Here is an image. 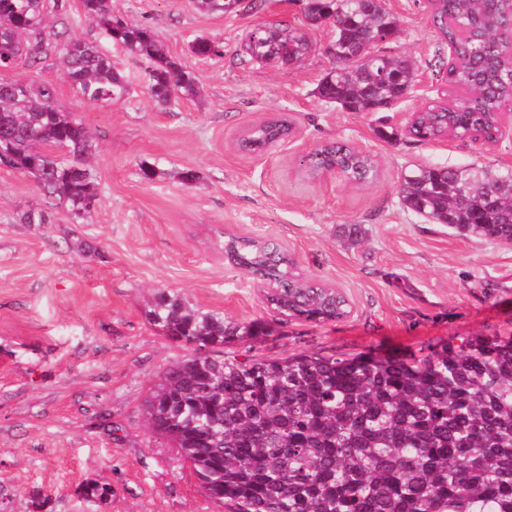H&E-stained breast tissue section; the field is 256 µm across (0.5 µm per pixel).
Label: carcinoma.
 I'll return each mask as SVG.
<instances>
[{"label": "carcinoma", "instance_id": "obj_1", "mask_svg": "<svg viewBox=\"0 0 512 512\" xmlns=\"http://www.w3.org/2000/svg\"><path fill=\"white\" fill-rule=\"evenodd\" d=\"M84 15L104 36L150 62L148 89L160 105L198 88L194 76L168 55L148 26L112 15V0H82ZM332 18L336 67L318 95L348 112L391 107L413 91L416 73L405 58L352 60L350 46L398 32L391 11L361 0H318ZM430 18L448 48L450 95L473 100L460 114L437 101L414 116L409 137L491 138L497 116L512 101V66L496 47L512 29V6L502 0H428ZM252 61L288 48L301 59L308 37L283 23L247 38ZM222 43L194 42L198 57L221 54ZM50 51L46 0H0V65L39 63ZM65 73L86 100L116 104L127 83L97 45L75 39L62 47ZM53 86L31 82L26 95L0 86V163L33 177L49 201L75 221L99 203L97 176L87 165L93 138L69 111L53 104ZM288 134L284 120L245 133L250 152ZM339 164L369 183L377 164L339 144H326L308 171ZM404 208L470 237L512 240V168L411 165L400 176ZM224 253L246 271L275 281L266 296L283 314L324 322L346 315L338 296L290 269L293 261L270 244L232 236ZM149 322L167 337L199 347L255 335L224 314L192 308L159 291ZM152 431L173 443L207 496L224 512H512V338L462 337L420 361L300 354L281 360H216L193 355L169 366L146 400ZM85 499H112L106 480L85 483Z\"/></svg>", "mask_w": 512, "mask_h": 512}]
</instances>
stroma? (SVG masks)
<instances>
[{
    "mask_svg": "<svg viewBox=\"0 0 512 512\" xmlns=\"http://www.w3.org/2000/svg\"><path fill=\"white\" fill-rule=\"evenodd\" d=\"M303 4L242 0L224 13L197 0H112L114 14L151 26L193 74L199 96L165 106L148 90L147 61L113 46L77 0L50 9L48 28L110 56L127 80L124 100L82 99L55 50L38 66L21 60L0 72V83L54 86L55 105L75 112L95 140L100 191L95 212L77 224L33 178L0 164V512H33L38 500L42 512H221L145 420L149 388L183 357L422 360L462 336L512 338V246L429 223L398 194L401 171L414 164L512 167V134L492 148L404 134L411 113L446 97L435 64L448 49L426 0H389L400 26L381 50L415 63L407 98L383 112L323 101L314 90L334 65L325 52L332 28L306 25ZM275 22L304 30L311 52L292 66L245 60L247 34ZM199 37L221 41L223 55L194 56ZM279 116L297 131L288 144L261 158L235 149L243 130ZM328 141L368 151L377 180L300 176L303 156ZM31 211L45 223H23ZM347 224L361 225V241L343 235ZM231 234L281 246L303 276L343 293L347 314L318 323L279 313L225 256ZM160 290L257 333L221 347L174 342L146 317ZM94 479L111 483L110 502L80 496Z\"/></svg>",
    "mask_w": 512,
    "mask_h": 512,
    "instance_id": "1",
    "label": "stroma"
}]
</instances>
